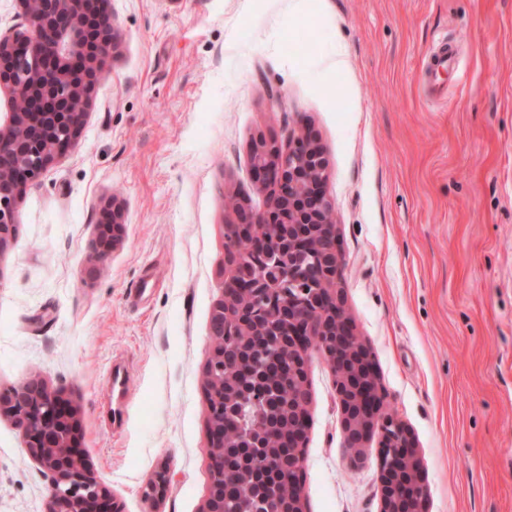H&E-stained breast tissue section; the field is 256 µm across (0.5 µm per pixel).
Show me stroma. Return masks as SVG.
I'll return each mask as SVG.
<instances>
[{
  "instance_id": "35a3bbf8",
  "label": "stroma",
  "mask_w": 512,
  "mask_h": 512,
  "mask_svg": "<svg viewBox=\"0 0 512 512\" xmlns=\"http://www.w3.org/2000/svg\"><path fill=\"white\" fill-rule=\"evenodd\" d=\"M102 8L118 50L76 146L28 186L0 254V387L39 376L64 389L125 512H201L226 201L262 207L252 142L305 131L329 160L345 312L386 410L417 438L426 512H512V0ZM443 42L460 67L427 77ZM112 198L124 237L100 259ZM309 381L307 512H378L377 440L350 467L316 351ZM49 493L0 419V512H44Z\"/></svg>"
}]
</instances>
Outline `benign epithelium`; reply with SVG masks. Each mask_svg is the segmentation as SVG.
I'll return each mask as SVG.
<instances>
[{
    "mask_svg": "<svg viewBox=\"0 0 512 512\" xmlns=\"http://www.w3.org/2000/svg\"><path fill=\"white\" fill-rule=\"evenodd\" d=\"M26 24L0 35V94L12 104L0 122V254L15 236L26 187L75 146L96 83L117 47L119 31L97 6L101 0H17ZM257 187L267 193L262 209L243 200L224 224V260L231 274L214 307L215 346L204 368L208 403L211 485L201 512H224L234 486L226 449L244 446L260 465L273 468L264 492L267 512H306L303 481L312 394L310 352L322 354L336 378L341 424L350 463H364L365 443L379 435V512H424L427 489L416 442L406 425L384 412L369 350L354 336L344 312L336 273L334 206L324 190L329 162L321 146L302 133L287 143L261 138L250 150ZM98 225L99 258L122 241L119 206ZM251 242L243 255L238 242ZM310 259L297 270L272 260ZM275 375L293 384L288 434L277 448L269 424L243 438L227 436L235 404L248 398L271 410V394L250 379ZM21 431L26 453L49 478L45 512H124L96 477L80 449L76 409L37 376L0 387V418Z\"/></svg>",
    "mask_w": 512,
    "mask_h": 512,
    "instance_id": "1",
    "label": "benign epithelium"
}]
</instances>
